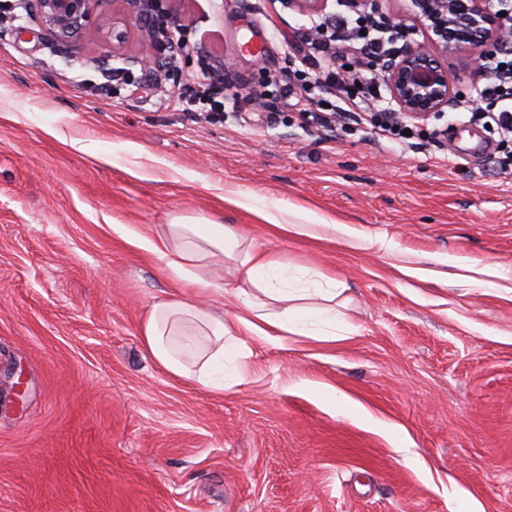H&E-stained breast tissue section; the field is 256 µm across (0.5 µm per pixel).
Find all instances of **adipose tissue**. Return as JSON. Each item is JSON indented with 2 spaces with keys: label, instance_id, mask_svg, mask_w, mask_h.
<instances>
[{
  "label": "adipose tissue",
  "instance_id": "ef3b65f1",
  "mask_svg": "<svg viewBox=\"0 0 512 512\" xmlns=\"http://www.w3.org/2000/svg\"><path fill=\"white\" fill-rule=\"evenodd\" d=\"M253 213L275 235L295 238L310 235L322 226L337 232L343 244L353 249L392 251L390 241L358 232L352 225L337 222L314 210L298 208L297 220L283 223L277 207H257ZM147 250L166 258L170 270L192 288V295L178 294L155 304L142 327V343L154 360L176 376H191L205 388L224 387L225 357H232L235 375H242L247 340H280L288 336L335 340L336 324L316 327L312 317L319 314L316 300L334 301L341 288L329 280L312 288H294L285 267L272 254L252 246H241L229 227L199 216L175 220L156 237L137 235ZM229 258L237 263L240 285L226 294L237 306L233 320L212 314L198 306L195 296L212 293L208 275L212 258ZM202 359L199 369L189 362Z\"/></svg>",
  "mask_w": 512,
  "mask_h": 512
}]
</instances>
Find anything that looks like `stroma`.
<instances>
[{
	"label": "stroma",
	"instance_id": "stroma-1",
	"mask_svg": "<svg viewBox=\"0 0 512 512\" xmlns=\"http://www.w3.org/2000/svg\"><path fill=\"white\" fill-rule=\"evenodd\" d=\"M173 6L199 55L104 95L93 40L55 50L21 0L0 29V512H452L460 498L512 512V279L473 275L512 268V169L452 153L495 136L457 118L482 74L442 57L457 101L410 139L327 132L280 90L309 16L281 0ZM215 53L234 71L209 123L176 95ZM260 204L395 252L322 227L274 236ZM195 216L274 254L294 285L311 270L342 283L347 336L247 341L244 381L221 392L163 369L141 327L188 286L122 228ZM296 217L300 220L297 223L284 224L281 220V209L278 207H256L253 213L260 224H265L275 235L285 238L312 236L313 226H322L332 230L339 235L343 244L353 249H373L392 253L393 245L384 237L369 236L358 232L350 224H342L335 219L317 213L305 207H296Z\"/></svg>",
	"mask_w": 512,
	"mask_h": 512
}]
</instances>
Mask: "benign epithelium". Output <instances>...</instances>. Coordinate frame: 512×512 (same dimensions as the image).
I'll use <instances>...</instances> for the list:
<instances>
[{
  "mask_svg": "<svg viewBox=\"0 0 512 512\" xmlns=\"http://www.w3.org/2000/svg\"><path fill=\"white\" fill-rule=\"evenodd\" d=\"M96 0H25L30 18L42 25L57 50L77 37H89L102 48L99 62L114 60L142 70L165 66L173 26L168 0H124L127 8L105 19L96 17ZM415 17L429 33L434 51L407 42L394 62L384 70L391 100L403 114L426 119L452 102L448 69L438 55L455 54L472 45L480 48L471 66L512 39L500 17L491 12L489 0H411ZM151 46L145 55H127L124 46L133 32Z\"/></svg>",
  "mask_w": 512,
  "mask_h": 512,
  "instance_id": "benign-epithelium-1",
  "label": "benign epithelium"
}]
</instances>
